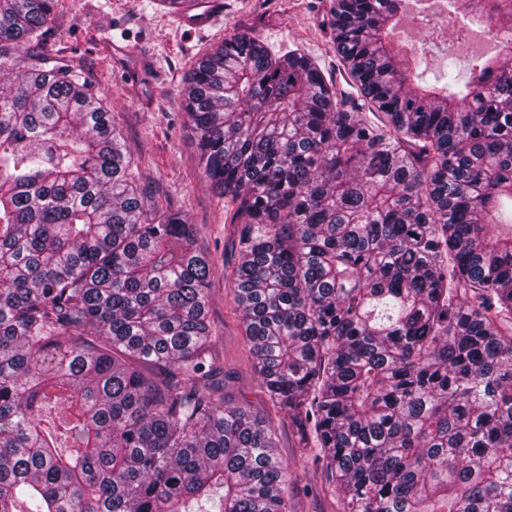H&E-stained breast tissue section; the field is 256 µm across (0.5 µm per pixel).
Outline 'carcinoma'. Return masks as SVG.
<instances>
[{"label":"carcinoma","instance_id":"cac0c4a2","mask_svg":"<svg viewBox=\"0 0 512 512\" xmlns=\"http://www.w3.org/2000/svg\"><path fill=\"white\" fill-rule=\"evenodd\" d=\"M60 0H0V512H290L275 422L224 401L195 225L49 66ZM334 0L356 93L248 32L191 68L229 278L278 414L344 512H512V0ZM499 52L430 64L449 32Z\"/></svg>","mask_w":512,"mask_h":512}]
</instances>
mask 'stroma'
Returning a JSON list of instances; mask_svg holds the SVG:
<instances>
[{
  "label": "stroma",
  "mask_w": 512,
  "mask_h": 512,
  "mask_svg": "<svg viewBox=\"0 0 512 512\" xmlns=\"http://www.w3.org/2000/svg\"><path fill=\"white\" fill-rule=\"evenodd\" d=\"M331 0H191L172 13L166 0H61L47 41L108 102L143 189L195 225L211 268L209 318L224 366V397L266 414L272 407L253 369L241 312L227 280L236 262V207L201 173L185 114L191 66L224 36L256 34L273 56L299 48L330 72L337 86L333 36L324 20ZM279 453L292 476L291 512H343L312 468L291 423L278 424Z\"/></svg>",
  "instance_id": "obj_1"
}]
</instances>
